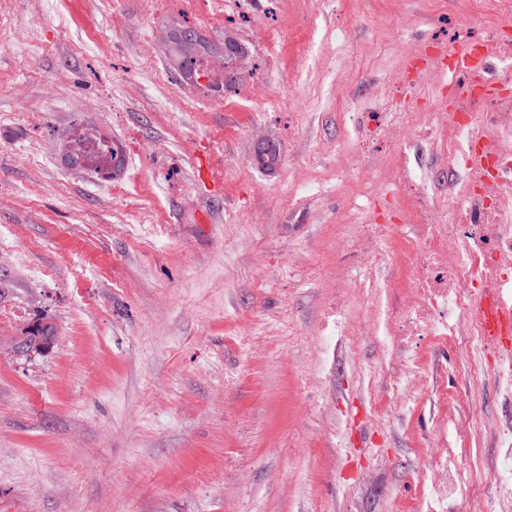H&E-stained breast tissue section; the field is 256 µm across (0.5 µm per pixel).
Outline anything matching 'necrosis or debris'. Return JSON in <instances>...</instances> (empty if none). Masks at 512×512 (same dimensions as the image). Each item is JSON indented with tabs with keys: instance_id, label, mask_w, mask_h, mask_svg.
Masks as SVG:
<instances>
[{
	"instance_id": "obj_1",
	"label": "necrosis or debris",
	"mask_w": 512,
	"mask_h": 512,
	"mask_svg": "<svg viewBox=\"0 0 512 512\" xmlns=\"http://www.w3.org/2000/svg\"><path fill=\"white\" fill-rule=\"evenodd\" d=\"M459 97L463 106L454 115L431 113L432 125L423 137L389 134L386 161L397 171L394 189L417 205L402 214L415 234L406 248L408 274L396 283L402 306L370 321L393 345L425 337L454 346L472 358L471 369L480 375L487 370V331L478 306L490 300L512 301V208L505 204L512 198V135L499 137L492 149L489 170L499 173L496 181H478L467 173L449 190L440 191L433 176L412 163L423 143L433 141L449 151L454 163H466L467 128H496L490 114L478 116L467 109L472 99L467 88H460ZM70 149L98 176L110 177L117 146L105 129L89 123L77 126ZM393 232V225L378 222L348 225L343 242L355 262L337 276L331 334L346 336L355 326L354 302L375 288L376 269L395 259L389 243ZM495 436L508 453L496 459L489 483L476 484L471 471L456 464L463 495L512 496V425L497 428Z\"/></svg>"
}]
</instances>
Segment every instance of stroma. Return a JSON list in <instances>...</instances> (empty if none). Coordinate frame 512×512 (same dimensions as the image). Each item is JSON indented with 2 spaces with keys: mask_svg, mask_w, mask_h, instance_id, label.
<instances>
[{
  "mask_svg": "<svg viewBox=\"0 0 512 512\" xmlns=\"http://www.w3.org/2000/svg\"><path fill=\"white\" fill-rule=\"evenodd\" d=\"M180 26L247 46L235 84L169 75ZM461 41L512 71V0H0V512H420L437 446L488 480L462 428L512 419L495 372L422 340L382 416L391 346L325 330L345 224L413 235L379 129L439 93L405 63ZM87 120L133 146L110 180L68 162Z\"/></svg>",
  "mask_w": 512,
  "mask_h": 512,
  "instance_id": "1",
  "label": "stroma"
}]
</instances>
